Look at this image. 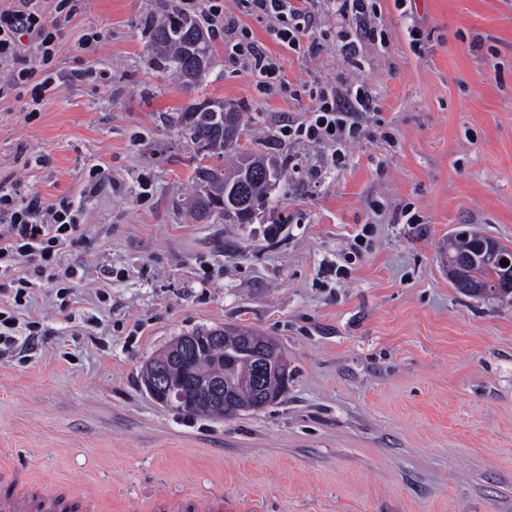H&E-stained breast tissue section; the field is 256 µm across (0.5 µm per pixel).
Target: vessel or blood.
Returning <instances> with one entry per match:
<instances>
[{"label":"vessel or blood","instance_id":"obj_1","mask_svg":"<svg viewBox=\"0 0 512 512\" xmlns=\"http://www.w3.org/2000/svg\"><path fill=\"white\" fill-rule=\"evenodd\" d=\"M102 496L93 491L69 498L40 494L10 464L0 465V512H99ZM235 502L223 492L182 497L156 490L150 503L133 502L128 512H234Z\"/></svg>","mask_w":512,"mask_h":512}]
</instances>
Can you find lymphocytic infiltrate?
Returning <instances> with one entry per match:
<instances>
[{
  "mask_svg": "<svg viewBox=\"0 0 512 512\" xmlns=\"http://www.w3.org/2000/svg\"><path fill=\"white\" fill-rule=\"evenodd\" d=\"M39 0H0V100L25 92L39 106L54 91L51 65L58 53L56 23L42 15ZM244 12L270 24L284 47L304 59L314 60L323 50L322 20L336 21V51L356 62L363 45L384 47L375 18L376 0H240ZM208 26L224 33V50L231 62L248 70L260 91L281 82L275 57L255 39L250 28L226 14L221 0H192ZM308 116L304 122L279 129L281 140H300L330 147L332 162H342L349 147L370 138L361 119L375 111L367 83L357 80L338 87L319 82L309 87ZM84 239L82 205L63 198L46 203L38 197L18 200L0 193V279H6L15 305L31 300V292L46 283L58 295L69 294L86 279L85 262L63 264L65 249Z\"/></svg>",
  "mask_w": 512,
  "mask_h": 512,
  "instance_id": "1",
  "label": "lymphocytic infiltrate"
}]
</instances>
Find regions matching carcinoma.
<instances>
[{
    "label": "carcinoma",
    "mask_w": 512,
    "mask_h": 512,
    "mask_svg": "<svg viewBox=\"0 0 512 512\" xmlns=\"http://www.w3.org/2000/svg\"><path fill=\"white\" fill-rule=\"evenodd\" d=\"M148 44L154 51L153 64L161 72L178 75L186 89L190 90L207 73L212 57V44L198 22L175 11L145 23ZM179 131L200 146L202 163L197 167V179L205 184L206 195L200 198L191 215L207 216L215 213L226 224H250L254 214L267 202L271 181L266 178L270 163L257 154L244 150L239 144L243 133V113L231 109L218 100L204 99L189 105L177 118ZM236 158L235 169L224 172V166H211L206 160ZM463 229L448 241V260L458 257L469 249ZM473 278L486 286L484 297L508 300L512 288L499 286L501 270L495 265L473 263ZM224 344L205 346L191 367L193 378L208 379L220 374L235 394L234 406L224 405V415H235L253 401L251 346L269 340L255 331L240 326L223 329Z\"/></svg>",
    "instance_id": "carcinoma-1"
}]
</instances>
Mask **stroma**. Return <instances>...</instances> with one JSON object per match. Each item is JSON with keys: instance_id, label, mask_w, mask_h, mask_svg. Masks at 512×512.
Returning a JSON list of instances; mask_svg holds the SVG:
<instances>
[{"instance_id": "35a3bbf8", "label": "stroma", "mask_w": 512, "mask_h": 512, "mask_svg": "<svg viewBox=\"0 0 512 512\" xmlns=\"http://www.w3.org/2000/svg\"><path fill=\"white\" fill-rule=\"evenodd\" d=\"M183 2L79 0L57 23L53 98L0 101V191L81 199L86 238L64 259L91 265L70 299L46 285L12 306L45 335L0 356V463L102 491L105 512L161 487L260 512H512V306L462 294L445 260L460 224L512 248V0H377L387 48L355 64L331 43L302 59L251 21L281 64L267 94L220 36L197 93L153 67L142 23ZM345 78L371 89L373 138L335 167L277 140L306 117L294 91ZM197 98L245 106L246 150L293 160L253 223L187 212L200 151L174 119ZM96 165L108 182L88 196ZM365 224L347 279L324 277ZM227 325L278 343L280 400L218 420L147 393L158 351Z\"/></svg>"}]
</instances>
